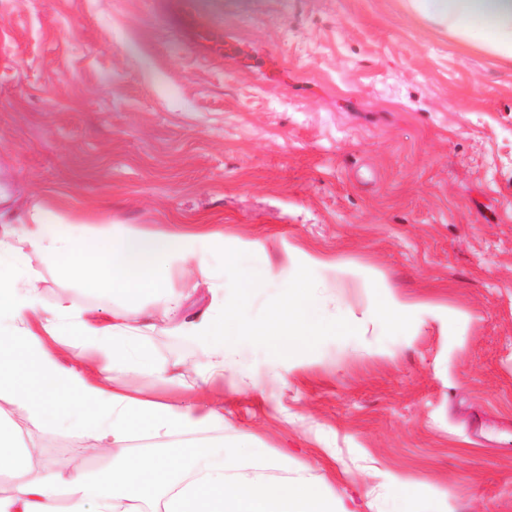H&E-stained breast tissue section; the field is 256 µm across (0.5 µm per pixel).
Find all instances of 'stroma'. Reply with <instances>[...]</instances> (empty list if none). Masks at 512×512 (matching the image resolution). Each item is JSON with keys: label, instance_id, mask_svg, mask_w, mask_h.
<instances>
[{"label": "stroma", "instance_id": "stroma-1", "mask_svg": "<svg viewBox=\"0 0 512 512\" xmlns=\"http://www.w3.org/2000/svg\"><path fill=\"white\" fill-rule=\"evenodd\" d=\"M0 0V185L27 205L145 233L211 224L278 269L333 257L421 302L387 341L326 337L224 368V432L289 455L350 512H388L395 478L438 512H512V61L406 0ZM156 362L201 359L178 337ZM69 471L90 449L33 430Z\"/></svg>", "mask_w": 512, "mask_h": 512}]
</instances>
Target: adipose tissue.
<instances>
[{
    "label": "adipose tissue",
    "instance_id": "adipose-tissue-1",
    "mask_svg": "<svg viewBox=\"0 0 512 512\" xmlns=\"http://www.w3.org/2000/svg\"><path fill=\"white\" fill-rule=\"evenodd\" d=\"M457 40L512 60V0H408ZM25 246L0 229V512H336L329 489L310 481L267 483L288 456L250 436L223 438L224 410L179 404L136 389L143 374L182 384L180 363H146L140 345L157 324L207 359L204 386L224 383L241 347L277 359L323 336H358L368 324L396 335L416 309L372 277L362 315H329L319 291L328 255L292 247L277 271L260 248L227 250L221 233L174 224L152 234L98 224L50 207L30 209ZM41 266H34L33 256ZM69 284L45 306V272ZM198 274L209 295L197 317L184 312L175 277ZM115 300L108 315L77 305L74 293ZM63 430L109 460L99 473L48 468L46 448L21 443V423ZM260 472L246 476L247 466Z\"/></svg>",
    "mask_w": 512,
    "mask_h": 512
}]
</instances>
